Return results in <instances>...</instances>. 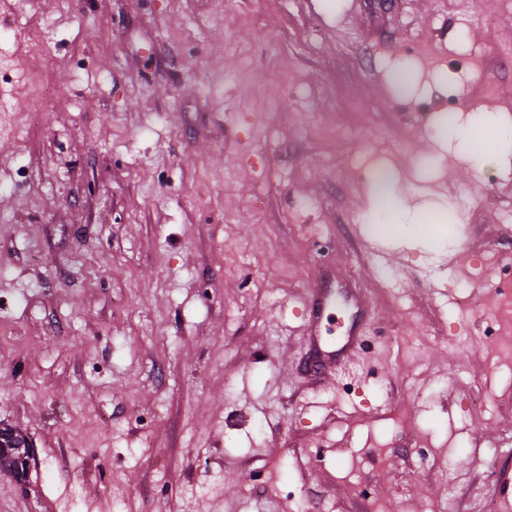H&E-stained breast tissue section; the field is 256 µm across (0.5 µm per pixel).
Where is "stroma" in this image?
<instances>
[{
  "mask_svg": "<svg viewBox=\"0 0 512 512\" xmlns=\"http://www.w3.org/2000/svg\"><path fill=\"white\" fill-rule=\"evenodd\" d=\"M1 98L0 512H501L512 0H0ZM336 292L331 288H321L320 283H316L309 290L307 298V308L309 313L308 330L313 344L319 341V324L325 311L331 305ZM345 300L354 309L346 339L337 348L332 346L331 350L324 351L320 355L317 363L307 373V376L313 380H324L336 374V369L348 364L351 355L361 348L362 338L359 336V318L362 311L365 312L363 301L355 295H345Z\"/></svg>",
  "mask_w": 512,
  "mask_h": 512,
  "instance_id": "obj_1",
  "label": "stroma"
}]
</instances>
